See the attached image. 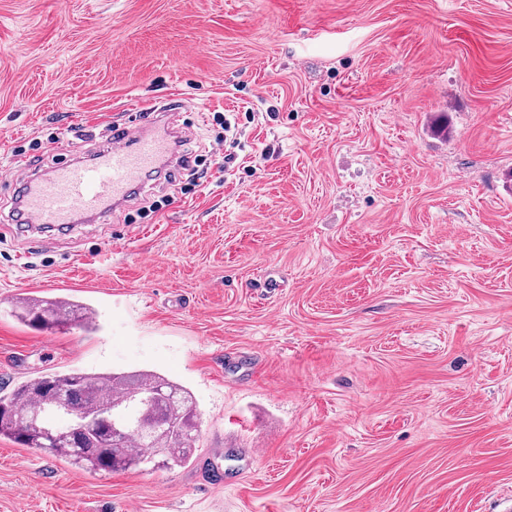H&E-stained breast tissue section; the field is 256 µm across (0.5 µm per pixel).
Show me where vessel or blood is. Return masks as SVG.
I'll list each match as a JSON object with an SVG mask.
<instances>
[{
  "instance_id": "1",
  "label": "vessel or blood",
  "mask_w": 512,
  "mask_h": 512,
  "mask_svg": "<svg viewBox=\"0 0 512 512\" xmlns=\"http://www.w3.org/2000/svg\"><path fill=\"white\" fill-rule=\"evenodd\" d=\"M148 119L126 125L94 149L92 160L70 161L47 177L27 180L15 220L40 233L72 224L104 222L134 193L144 191L147 174L162 166L179 167L176 140L162 129L154 102H141Z\"/></svg>"
}]
</instances>
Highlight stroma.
I'll use <instances>...</instances> for the list:
<instances>
[{
	"label": "stroma",
	"mask_w": 512,
	"mask_h": 512,
	"mask_svg": "<svg viewBox=\"0 0 512 512\" xmlns=\"http://www.w3.org/2000/svg\"><path fill=\"white\" fill-rule=\"evenodd\" d=\"M174 94L210 167L193 197L160 178L44 242L0 220V395L158 372L195 399L193 460L93 473L0 437V512H494L512 496V0H0V217L14 148L49 170ZM19 296L97 325L34 329Z\"/></svg>",
	"instance_id": "obj_1"
}]
</instances>
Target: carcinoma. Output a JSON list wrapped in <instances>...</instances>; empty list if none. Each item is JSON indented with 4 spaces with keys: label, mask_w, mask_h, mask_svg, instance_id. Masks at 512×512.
I'll list each match as a JSON object with an SVG mask.
<instances>
[{
    "label": "carcinoma",
    "mask_w": 512,
    "mask_h": 512,
    "mask_svg": "<svg viewBox=\"0 0 512 512\" xmlns=\"http://www.w3.org/2000/svg\"><path fill=\"white\" fill-rule=\"evenodd\" d=\"M15 316L41 330L92 322L89 308L61 298L18 300ZM62 417L63 425L51 421ZM197 406L183 386L148 371H76L35 377L0 396V436L90 472H116L157 459L190 462Z\"/></svg>",
    "instance_id": "cac0c4a2"
}]
</instances>
